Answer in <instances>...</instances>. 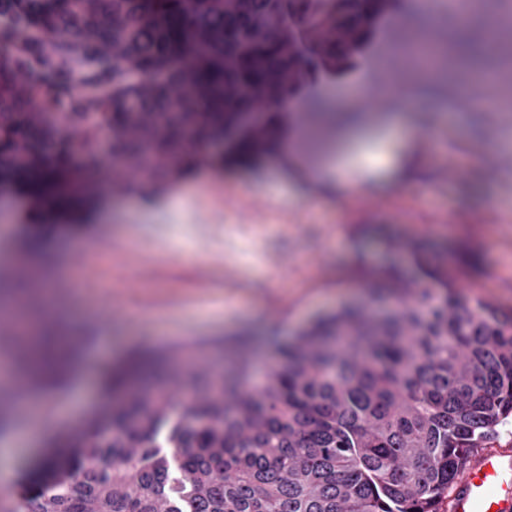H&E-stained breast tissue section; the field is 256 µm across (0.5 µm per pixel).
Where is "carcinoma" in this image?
<instances>
[{
  "label": "carcinoma",
  "instance_id": "1",
  "mask_svg": "<svg viewBox=\"0 0 512 512\" xmlns=\"http://www.w3.org/2000/svg\"><path fill=\"white\" fill-rule=\"evenodd\" d=\"M359 8L250 0L240 24L224 0H103L98 12L84 0H0V185L46 204L36 186L76 160L103 174L104 136L129 161L171 154L188 127L205 148L252 105L225 101L226 81L262 85L279 112L301 91L278 81L288 54L266 18L315 34L344 25L362 45L377 17L363 26ZM308 49L310 72L349 59L322 42ZM504 51L493 31L481 43L487 57ZM33 110L67 113L83 138L34 124ZM401 290L409 302L311 326L261 377L245 353L191 375L162 368L185 346L156 350L145 388L22 466L21 493L0 512H439L469 457L512 417V316L470 305L428 266ZM10 345L32 385L60 383L67 358L52 346L36 358L24 338Z\"/></svg>",
  "mask_w": 512,
  "mask_h": 512
}]
</instances>
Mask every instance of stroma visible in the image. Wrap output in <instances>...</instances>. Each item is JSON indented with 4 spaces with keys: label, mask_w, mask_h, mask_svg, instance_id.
Wrapping results in <instances>:
<instances>
[{
    "label": "stroma",
    "mask_w": 512,
    "mask_h": 512,
    "mask_svg": "<svg viewBox=\"0 0 512 512\" xmlns=\"http://www.w3.org/2000/svg\"><path fill=\"white\" fill-rule=\"evenodd\" d=\"M450 17L400 14L398 45L432 44L434 66L402 63L392 47L361 77L365 98L324 81L301 105L263 113L292 159L240 155L241 115L179 171L155 160L161 182L109 156L95 181L72 172L43 220L1 192L11 258L0 260V340L50 336L71 356L63 390L1 387L13 410L41 405L47 431L70 429L105 405V370L132 352L244 332L291 340L341 304L370 307L379 272L416 283L417 243L462 297L512 312V62L455 66ZM405 133L416 148L384 190L320 182L358 143Z\"/></svg>",
    "instance_id": "1"
}]
</instances>
